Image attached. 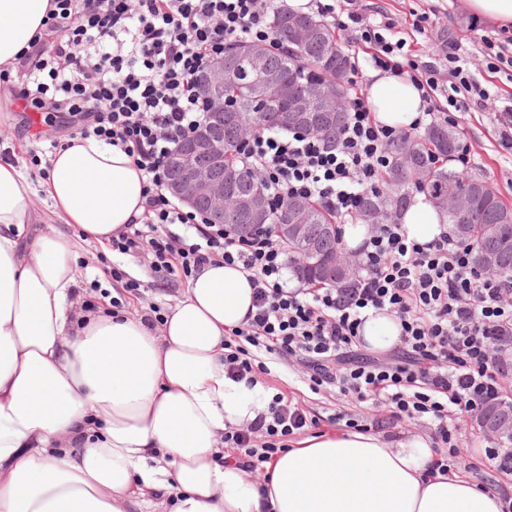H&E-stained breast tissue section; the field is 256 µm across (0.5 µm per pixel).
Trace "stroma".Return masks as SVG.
Returning <instances> with one entry per match:
<instances>
[{"label":"stroma","instance_id":"1","mask_svg":"<svg viewBox=\"0 0 512 512\" xmlns=\"http://www.w3.org/2000/svg\"><path fill=\"white\" fill-rule=\"evenodd\" d=\"M367 10H378L388 14L398 23L400 35L406 41L405 49L409 54L427 59L433 50L443 43L457 41L468 54L479 51L481 26L471 23V16L463 8V0H360ZM429 10L432 13L431 27L424 32H416L412 26L413 13ZM477 79L491 92V100L486 110L465 112L460 124L464 127L468 140L480 155L476 175L487 178L498 189L503 200L512 205V186L508 178L512 177V154L504 151L498 144L494 113L500 102L512 100V76L489 74L476 70ZM17 100L8 84L0 82V111L10 116L6 128L8 149H0V160L12 163L30 180L34 193L31 197L33 216L36 225H43L50 218V203L41 190L43 177L39 164L50 156L48 142L39 139V130L49 128L51 117L40 114L35 128L22 130L19 126ZM78 263L83 273L81 290L76 297L79 306H90L92 311L111 308L112 311L133 316L150 314L152 308L168 311L177 299L183 298L188 282L186 279L150 269L142 258L122 256L95 245H82L78 250ZM123 269L124 278L117 279L111 274L113 268ZM140 284L138 292L127 289L128 280ZM271 369L263 381L268 394H283L285 397L303 404L319 420L318 427L308 428V435L316 431H328V417L336 407V394H312L302 376L297 373L292 362L275 354L264 357ZM486 441L480 434L475 418L465 415L462 422L460 451L467 459L462 471L477 485L486 487L496 474L479 448Z\"/></svg>","mask_w":512,"mask_h":512}]
</instances>
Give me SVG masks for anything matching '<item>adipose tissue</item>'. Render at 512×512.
Returning a JSON list of instances; mask_svg holds the SVG:
<instances>
[{"label":"adipose tissue","mask_w":512,"mask_h":512,"mask_svg":"<svg viewBox=\"0 0 512 512\" xmlns=\"http://www.w3.org/2000/svg\"><path fill=\"white\" fill-rule=\"evenodd\" d=\"M50 0H0V70L36 47ZM375 120L408 126L423 112L417 88L374 70ZM148 178L120 149L76 139L50 160L43 190L57 229L27 237L31 186L0 162V512H129L165 493L164 512H500L497 494L466 475L427 474L419 437L361 432L299 440L255 478L224 463L227 427L267 402L224 372V336L240 327L252 286L237 267L208 265L161 326L74 300L79 242L107 246L140 219ZM75 225L79 239L60 230ZM409 238L432 240L446 218L416 196L402 216ZM367 349L400 342L398 320L369 314Z\"/></svg>","instance_id":"ef3b65f1"}]
</instances>
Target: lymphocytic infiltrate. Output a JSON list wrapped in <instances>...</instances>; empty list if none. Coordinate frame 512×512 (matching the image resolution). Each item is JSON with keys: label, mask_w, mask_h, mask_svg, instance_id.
<instances>
[{"label": "lymphocytic infiltrate", "mask_w": 512, "mask_h": 512, "mask_svg": "<svg viewBox=\"0 0 512 512\" xmlns=\"http://www.w3.org/2000/svg\"><path fill=\"white\" fill-rule=\"evenodd\" d=\"M41 43L44 56L21 66L13 91L27 107L52 113L59 139L95 138L123 150L149 178L142 223L116 231L113 251L147 260L158 271L190 278L205 265H238L253 286L254 309L224 341V370L256 386L254 351L288 356L312 393L336 392L387 408L362 420L336 410L346 428L380 433L409 423L431 429L432 471L449 472L458 454L461 416L502 399L512 372V281L474 265L453 232L420 243L407 237L399 209L389 210L357 250L359 276L346 288L293 287L288 255L274 238H241L181 205L167 190L165 161L206 110L197 76L237 42L271 39L276 0H52ZM330 25L369 45L366 65L400 74L428 106L411 128L378 125L365 90L354 89L335 140L298 132L251 134L241 156L278 200L320 203L339 224L355 222L367 192L392 162L389 143L456 113L484 109L490 94L466 56L444 45L430 61L402 56L387 14L367 15L358 0H307ZM491 73L512 70V29L481 38ZM185 226L187 235L175 233ZM371 310L400 323L395 351L364 354L360 328ZM298 403L275 395L250 424L224 433L231 460L261 470L288 448L289 436L315 426Z\"/></svg>", "instance_id": "lymphocytic-infiltrate-1"}]
</instances>
